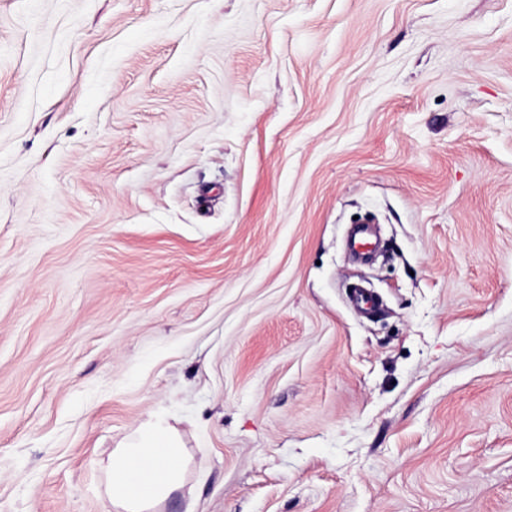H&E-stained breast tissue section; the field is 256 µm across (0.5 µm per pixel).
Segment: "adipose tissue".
Listing matches in <instances>:
<instances>
[{"instance_id": "obj_1", "label": "adipose tissue", "mask_w": 512, "mask_h": 512, "mask_svg": "<svg viewBox=\"0 0 512 512\" xmlns=\"http://www.w3.org/2000/svg\"><path fill=\"white\" fill-rule=\"evenodd\" d=\"M188 455L179 429L152 415L122 439L107 465L112 512H158L186 483Z\"/></svg>"}]
</instances>
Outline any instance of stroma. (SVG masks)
<instances>
[{
	"instance_id": "obj_1",
	"label": "stroma",
	"mask_w": 512,
	"mask_h": 512,
	"mask_svg": "<svg viewBox=\"0 0 512 512\" xmlns=\"http://www.w3.org/2000/svg\"><path fill=\"white\" fill-rule=\"evenodd\" d=\"M155 412L162 512H512V0H0V512Z\"/></svg>"
}]
</instances>
